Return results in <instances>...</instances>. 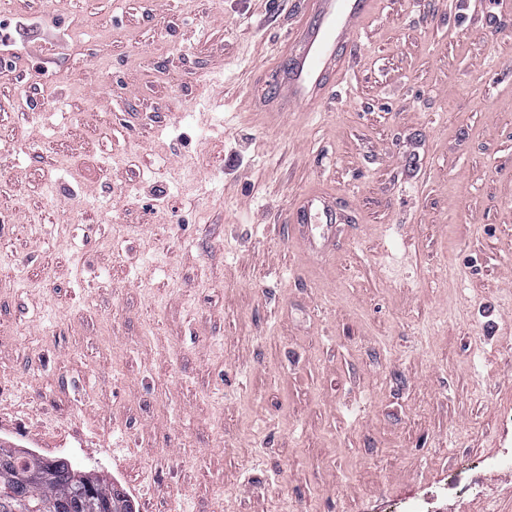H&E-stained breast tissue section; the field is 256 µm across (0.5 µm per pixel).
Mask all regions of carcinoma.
I'll return each mask as SVG.
<instances>
[{
  "mask_svg": "<svg viewBox=\"0 0 512 512\" xmlns=\"http://www.w3.org/2000/svg\"><path fill=\"white\" fill-rule=\"evenodd\" d=\"M0 512H133L107 477L0 444Z\"/></svg>",
  "mask_w": 512,
  "mask_h": 512,
  "instance_id": "cac0c4a2",
  "label": "carcinoma"
}]
</instances>
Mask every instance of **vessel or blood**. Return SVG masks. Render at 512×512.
<instances>
[{"label": "vessel or blood", "instance_id": "vessel-or-blood-1", "mask_svg": "<svg viewBox=\"0 0 512 512\" xmlns=\"http://www.w3.org/2000/svg\"><path fill=\"white\" fill-rule=\"evenodd\" d=\"M305 5L309 18L286 43L292 63L288 69L271 70L268 80L293 111L317 112L329 91L345 79L346 57L355 46L370 0H305ZM296 216L298 223L318 225L322 239L336 232V213L326 196L306 197Z\"/></svg>", "mask_w": 512, "mask_h": 512}]
</instances>
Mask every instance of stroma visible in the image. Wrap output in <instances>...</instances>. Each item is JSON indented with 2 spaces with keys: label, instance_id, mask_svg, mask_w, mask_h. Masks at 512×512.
<instances>
[{
  "label": "stroma",
  "instance_id": "obj_1",
  "mask_svg": "<svg viewBox=\"0 0 512 512\" xmlns=\"http://www.w3.org/2000/svg\"><path fill=\"white\" fill-rule=\"evenodd\" d=\"M487 11L373 0L322 111L257 112L298 0H0V442L135 512H512ZM309 194L342 216L322 260Z\"/></svg>",
  "mask_w": 512,
  "mask_h": 512
}]
</instances>
